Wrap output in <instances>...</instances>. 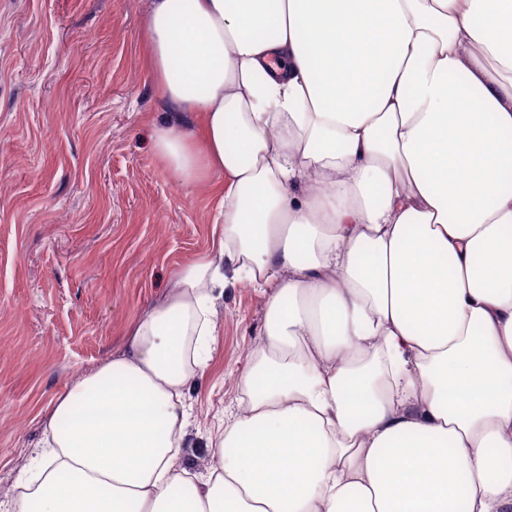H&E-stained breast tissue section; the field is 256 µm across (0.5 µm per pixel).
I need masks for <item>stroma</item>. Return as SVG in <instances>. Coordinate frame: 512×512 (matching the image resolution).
I'll return each instance as SVG.
<instances>
[{
	"mask_svg": "<svg viewBox=\"0 0 512 512\" xmlns=\"http://www.w3.org/2000/svg\"><path fill=\"white\" fill-rule=\"evenodd\" d=\"M148 0H0V487L44 441L49 402L118 351L211 247L218 175L189 184L154 154L155 125L194 122L158 97L143 56ZM265 290L217 305L212 357L186 394L181 466L206 474L239 377L264 340Z\"/></svg>",
	"mask_w": 512,
	"mask_h": 512,
	"instance_id": "35a3bbf8",
	"label": "stroma"
}]
</instances>
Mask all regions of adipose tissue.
Returning <instances> with one entry per match:
<instances>
[{
	"mask_svg": "<svg viewBox=\"0 0 512 512\" xmlns=\"http://www.w3.org/2000/svg\"><path fill=\"white\" fill-rule=\"evenodd\" d=\"M210 251L54 398L20 512H512V0H149ZM269 289L204 480L216 289Z\"/></svg>",
	"mask_w": 512,
	"mask_h": 512,
	"instance_id": "obj_1",
	"label": "adipose tissue"
}]
</instances>
